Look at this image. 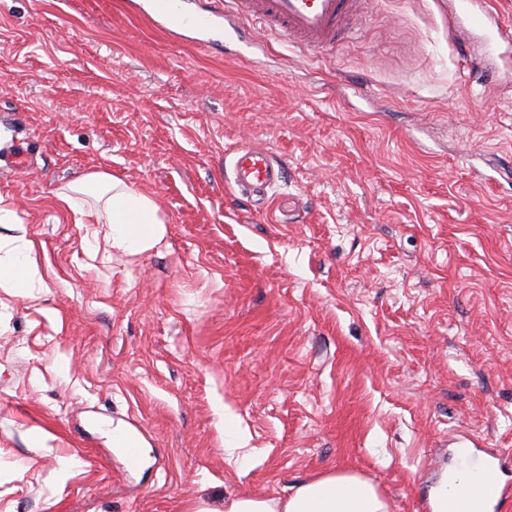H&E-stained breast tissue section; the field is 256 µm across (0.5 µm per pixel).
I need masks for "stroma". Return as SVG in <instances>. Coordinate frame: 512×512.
I'll list each match as a JSON object with an SVG mask.
<instances>
[{
	"label": "stroma",
	"mask_w": 512,
	"mask_h": 512,
	"mask_svg": "<svg viewBox=\"0 0 512 512\" xmlns=\"http://www.w3.org/2000/svg\"><path fill=\"white\" fill-rule=\"evenodd\" d=\"M467 23L366 0L334 48L250 21L234 58L124 0H0V238L44 282L0 290V512H224L335 473L423 512L453 437L512 450V43ZM244 145L282 173L261 213L228 184ZM96 171L157 203L159 246L113 253L57 205ZM99 419L144 468L120 476ZM121 455L125 471H136L143 464L142 448H140L139 442L130 434H126L123 438Z\"/></svg>",
	"instance_id": "obj_1"
}]
</instances>
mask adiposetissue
Listing matches in <instances>:
<instances>
[{
    "label": "adipose tissue",
    "mask_w": 512,
    "mask_h": 512,
    "mask_svg": "<svg viewBox=\"0 0 512 512\" xmlns=\"http://www.w3.org/2000/svg\"><path fill=\"white\" fill-rule=\"evenodd\" d=\"M59 207L77 223L108 224L112 248L135 256L161 244L166 227L155 202L134 185L108 172H93L68 183L55 195ZM42 278L35 245L25 236L0 257V288L30 296ZM224 512H389L376 487L359 477L333 474L299 484L284 498L239 495L224 503Z\"/></svg>",
    "instance_id": "adipose-tissue-1"
}]
</instances>
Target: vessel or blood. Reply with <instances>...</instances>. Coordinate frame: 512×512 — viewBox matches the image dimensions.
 Segmentation results:
<instances>
[{
    "label": "vessel or blood",
    "instance_id": "obj_1",
    "mask_svg": "<svg viewBox=\"0 0 512 512\" xmlns=\"http://www.w3.org/2000/svg\"><path fill=\"white\" fill-rule=\"evenodd\" d=\"M147 2V15L169 36L179 38L192 33L212 44L221 39L239 55L250 43L235 28V20L256 18L269 33L325 50L352 29L359 0H214L212 6L193 12L183 7V0ZM232 167L235 187L253 198L256 207H263L269 190L281 179L270 153L258 146L239 147ZM121 455L124 470L135 471L143 464L140 444L132 436L124 437ZM480 462L493 472V479L470 486L465 494L449 496L441 512H512V482L498 476L499 471L512 466V452L501 448L483 451Z\"/></svg>",
    "mask_w": 512,
    "mask_h": 512
}]
</instances>
